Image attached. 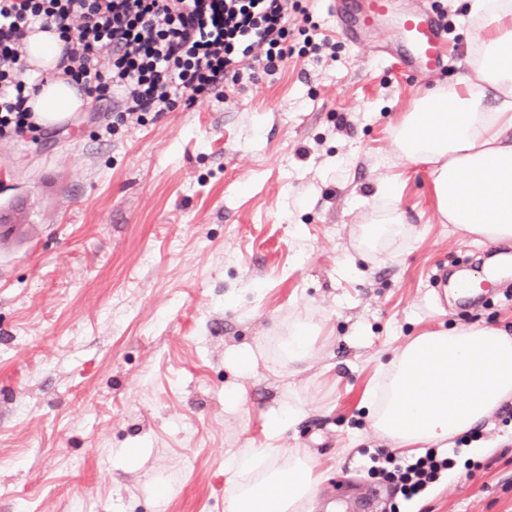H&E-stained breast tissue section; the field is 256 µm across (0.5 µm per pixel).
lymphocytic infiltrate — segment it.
I'll return each instance as SVG.
<instances>
[{
	"label": "lymphocytic infiltrate",
	"mask_w": 512,
	"mask_h": 512,
	"mask_svg": "<svg viewBox=\"0 0 512 512\" xmlns=\"http://www.w3.org/2000/svg\"><path fill=\"white\" fill-rule=\"evenodd\" d=\"M303 0H0V138L37 132L27 105L24 40L55 28L59 63L92 100L117 104L115 122L174 111L185 92L222 98L227 86L276 75L291 55L288 19ZM426 453L399 462L394 481L411 497L451 470Z\"/></svg>",
	"instance_id": "obj_1"
}]
</instances>
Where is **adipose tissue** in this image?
<instances>
[{"instance_id": "ef3b65f1", "label": "adipose tissue", "mask_w": 512, "mask_h": 512, "mask_svg": "<svg viewBox=\"0 0 512 512\" xmlns=\"http://www.w3.org/2000/svg\"><path fill=\"white\" fill-rule=\"evenodd\" d=\"M477 31L470 73L460 85L421 96L394 129L401 159L429 168L440 223L477 242L512 239V0H471ZM27 62L55 71V31L26 37ZM86 103L57 75L30 96L39 125L61 122ZM512 403V335L489 325L432 330L410 339L383 366L365 407L370 429L402 455L447 447ZM311 458L277 447L274 456L243 454L231 472L239 492L226 512H313L320 477ZM282 483L278 495L267 486Z\"/></svg>"}]
</instances>
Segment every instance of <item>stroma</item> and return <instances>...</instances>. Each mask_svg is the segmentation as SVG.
<instances>
[{
	"instance_id": "1",
	"label": "stroma",
	"mask_w": 512,
	"mask_h": 512,
	"mask_svg": "<svg viewBox=\"0 0 512 512\" xmlns=\"http://www.w3.org/2000/svg\"><path fill=\"white\" fill-rule=\"evenodd\" d=\"M430 4L452 27L445 67L413 81L375 43ZM468 0H392L361 45L324 6L289 21L275 77L197 99L143 124L108 112L0 139V512H225L231 461L269 445L267 424L301 414L279 444L321 475L317 512H512V419L497 411L457 438L456 480L397 493L362 405L380 364L410 338L472 324L512 327V297L457 302L439 269L512 264V249L440 223L424 168L393 129L473 57ZM398 187L405 222L364 230ZM316 325L310 358L283 360ZM259 352L242 367L238 354ZM312 331L306 327L297 328L288 336V349L284 352L285 363L294 366L301 363L310 351V336Z\"/></svg>"
}]
</instances>
